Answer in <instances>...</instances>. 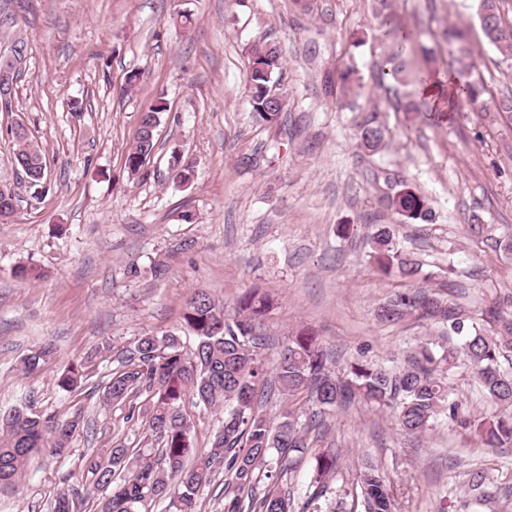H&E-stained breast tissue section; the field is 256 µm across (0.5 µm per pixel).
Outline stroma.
I'll return each instance as SVG.
<instances>
[{"label": "stroma", "mask_w": 512, "mask_h": 512, "mask_svg": "<svg viewBox=\"0 0 512 512\" xmlns=\"http://www.w3.org/2000/svg\"><path fill=\"white\" fill-rule=\"evenodd\" d=\"M477 0H0V61L13 60L8 109H0V182L17 196L0 223V409L24 405L58 419L80 417L59 457L38 455L17 487L0 489V512H51L64 488L86 490L90 458L117 444L138 447L144 426L128 404L102 390L139 336L182 331L185 304L203 290L225 305L259 288L276 305L267 324L276 344L300 326L314 329L344 374L361 359L400 365L437 324L387 323L381 307L399 279L367 255L370 224L396 225L423 264L416 281L475 320L512 309V65L489 46ZM189 14L182 27L180 14ZM417 32L437 67L482 81L484 105L425 100L415 88L380 80L388 48L384 19ZM449 26L471 50L459 67L441 38ZM279 43L278 125L256 122L246 92L250 50ZM351 68L361 97L346 94ZM139 72L133 90L125 78ZM167 110L157 150L141 177L124 156L138 119L157 98ZM83 109L71 111V101ZM379 107L391 147L369 155L356 145L360 105ZM22 123L47 161L46 183L31 186L13 163L12 128ZM192 171L173 180L172 151ZM405 180L435 213L402 224L381 203L385 177ZM192 222H184L183 212ZM479 219L483 235L470 224ZM354 225L351 237L336 233ZM38 269L14 277L16 266ZM49 363L22 372L20 360L44 342ZM111 344L106 358L94 357ZM84 368L75 394L57 379ZM321 445L341 457L350 483L363 461L376 463L400 512H458L470 471L481 469L512 492V448H488L439 420L408 438L393 409L354 402L324 418Z\"/></svg>", "instance_id": "stroma-1"}]
</instances>
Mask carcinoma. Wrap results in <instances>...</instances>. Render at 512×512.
Listing matches in <instances>:
<instances>
[{
  "label": "carcinoma",
  "mask_w": 512,
  "mask_h": 512,
  "mask_svg": "<svg viewBox=\"0 0 512 512\" xmlns=\"http://www.w3.org/2000/svg\"><path fill=\"white\" fill-rule=\"evenodd\" d=\"M499 0H479L477 16L487 43L502 60L512 61V28L504 25ZM398 47L400 63L397 75L406 66L403 45L412 34L390 29ZM247 90L255 120L267 125L279 122L286 103L274 112L264 111L271 88L282 74L284 60L277 42L264 40L251 50ZM459 91L472 104H482L485 87L467 82ZM165 102L142 113L139 135L125 155L124 166L138 175L151 152L155 136L144 140L141 132L161 121ZM382 113L374 106L356 116L359 146L369 152L385 150L391 138ZM19 158L43 159L41 150L28 143L27 132L14 131ZM0 191V218H9L16 209L14 190L3 185ZM383 205L402 224H420L432 220L427 200L407 182L387 181ZM366 238L370 258L385 274L414 280L422 264L399 240L393 224H369ZM272 299L257 290L241 295L229 308L205 291H195L188 300L183 322L195 338V346L186 352L173 334L140 337L125 368L112 373L102 395L105 403H126L145 397L142 419L147 435L161 444L158 452L118 445L109 451V464L89 460V472L95 476V488L109 493L100 501L98 512H143L153 503H164L169 512H196L197 496L210 476L224 468V512H292L290 489L284 487L309 448L308 430L316 419L302 422L305 406L313 403L325 414L356 400L378 408L390 407L397 413L406 434L421 438L435 428L440 417L473 432L490 448L512 447V366L503 360L512 353V320L493 317V325L484 328L465 316L460 308L423 289L394 292L382 317L387 321L405 317H437L443 330L436 339L418 346L396 371L369 362L350 363L345 376L333 374L327 367L329 351L312 332L301 329L278 346L274 369H269L264 350L269 333L265 323ZM55 353L44 344L21 359L25 371H35ZM470 370L485 395L499 407L491 416L470 413L448 384V376L458 366ZM84 373L72 367L58 378L66 392H77ZM274 389L284 396L279 419L262 413L265 391ZM224 414L222 426L214 433L210 447L200 451L193 445V424L184 410L186 401ZM80 420L42 417L28 408L14 407L0 412V487H15L21 480L30 457L45 453L62 455L79 428ZM339 453L323 451L315 455L306 504L322 512V504L335 512L347 499L361 505L363 512H397L394 493L373 465L361 467L356 481L336 485ZM265 490L258 499L246 500L243 493L253 491L261 481ZM77 488L59 492L52 512H75ZM503 499L502 489L482 470L470 473L461 507L481 509Z\"/></svg>",
  "instance_id": "1"
}]
</instances>
